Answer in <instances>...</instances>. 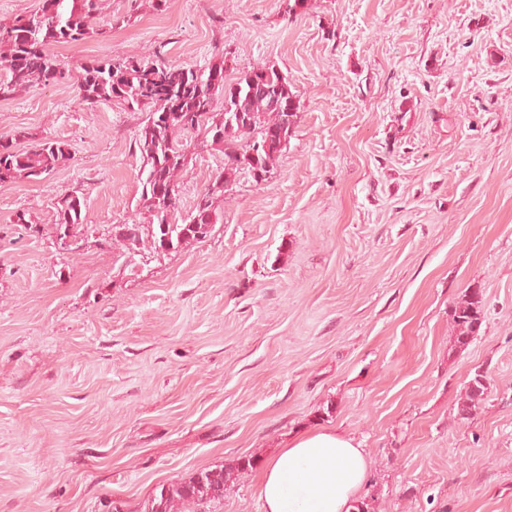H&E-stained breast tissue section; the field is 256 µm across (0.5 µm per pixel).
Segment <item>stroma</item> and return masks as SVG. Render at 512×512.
<instances>
[{
  "mask_svg": "<svg viewBox=\"0 0 512 512\" xmlns=\"http://www.w3.org/2000/svg\"><path fill=\"white\" fill-rule=\"evenodd\" d=\"M154 3L101 0L105 36L55 55L271 67L295 127L209 237L132 273L104 240L143 219L146 111L70 83L0 97L1 138L70 152L0 184V512H144L243 457L218 512H264L260 464L317 429L365 451L369 512H512V0ZM223 164L192 156L184 207ZM72 192L78 252L53 228ZM476 286L459 349L451 311ZM484 301L480 290L465 292L455 304L452 322L455 342L459 347L468 345L478 335L484 315ZM485 389L486 387L482 375L477 374L470 380L465 391V397L459 408V414L462 418H467L473 410L479 408L484 401Z\"/></svg>",
  "mask_w": 512,
  "mask_h": 512,
  "instance_id": "stroma-1",
  "label": "stroma"
}]
</instances>
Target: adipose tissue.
I'll list each match as a JSON object with an SVG mask.
<instances>
[{"label":"adipose tissue","mask_w":512,"mask_h":512,"mask_svg":"<svg viewBox=\"0 0 512 512\" xmlns=\"http://www.w3.org/2000/svg\"><path fill=\"white\" fill-rule=\"evenodd\" d=\"M369 462L351 439L321 430L296 437L263 466L265 512H351Z\"/></svg>","instance_id":"1"}]
</instances>
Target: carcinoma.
Wrapping results in <instances>:
<instances>
[{"label": "carcinoma", "instance_id": "1", "mask_svg": "<svg viewBox=\"0 0 512 512\" xmlns=\"http://www.w3.org/2000/svg\"><path fill=\"white\" fill-rule=\"evenodd\" d=\"M100 0H41L35 12L0 20V95H10L36 83L75 81L89 104L120 101L130 107H150L168 115L164 124L147 133L139 129L136 143L143 159L141 172L143 209L148 222L112 225L108 241L119 255L146 250L155 257L184 243L206 238L197 235L187 221L175 220L182 210L178 179L187 166L183 136L194 138L193 148L224 155V167L197 197L190 218L198 224L219 220L217 201L228 185L241 175L260 183L254 173L273 168L297 116V106L286 94L290 85L276 69L257 66L226 84L224 63L206 69L166 63H145L133 55H117L81 67L74 75L52 52L55 45L81 42L98 34ZM266 87L252 92L255 80ZM224 107L216 111L217 100ZM68 154L63 141H42L20 149L0 139V183L38 180L50 175ZM85 198L67 194L56 203V232L82 223ZM484 315L480 290L463 294L452 311L455 342L468 345L478 335ZM485 383L478 374L470 380L459 408L468 417L484 401ZM253 467L248 458L234 466L204 469L187 480L162 485L146 512H218L224 490L238 472Z\"/></svg>", "mask_w": 512, "mask_h": 512}]
</instances>
